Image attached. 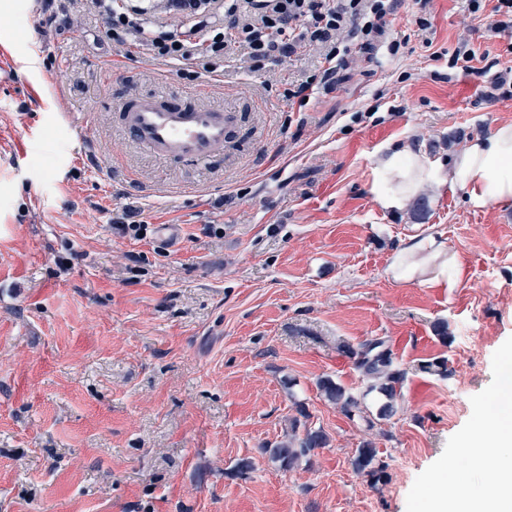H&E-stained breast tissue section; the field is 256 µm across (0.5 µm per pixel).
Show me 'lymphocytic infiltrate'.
Instances as JSON below:
<instances>
[{"label": "lymphocytic infiltrate", "instance_id": "f902f5d3", "mask_svg": "<svg viewBox=\"0 0 512 512\" xmlns=\"http://www.w3.org/2000/svg\"><path fill=\"white\" fill-rule=\"evenodd\" d=\"M113 45L161 63H179L180 78L215 72L239 57L251 70L265 61L318 52L320 69L290 88L305 106L317 85L329 86L364 54H376L400 0H162L149 11L135 0H86ZM387 44V43H384ZM398 52L397 43L387 44Z\"/></svg>", "mask_w": 512, "mask_h": 512}]
</instances>
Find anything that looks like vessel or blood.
Segmentation results:
<instances>
[{"label":"vessel or blood","mask_w":512,"mask_h":512,"mask_svg":"<svg viewBox=\"0 0 512 512\" xmlns=\"http://www.w3.org/2000/svg\"><path fill=\"white\" fill-rule=\"evenodd\" d=\"M118 118L146 152L168 160L212 163L237 135L236 110L199 104L180 93L135 97L122 103Z\"/></svg>","instance_id":"obj_1"}]
</instances>
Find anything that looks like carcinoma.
I'll return each instance as SVG.
<instances>
[{
	"label": "carcinoma",
	"instance_id": "carcinoma-1",
	"mask_svg": "<svg viewBox=\"0 0 512 512\" xmlns=\"http://www.w3.org/2000/svg\"><path fill=\"white\" fill-rule=\"evenodd\" d=\"M356 368L367 382V388L361 397H355L346 393L345 389L329 378L319 380L318 387L323 396L336 404L346 414L353 411L363 412L366 399L377 396L381 400L379 417H387L394 412L398 397V390L404 381L405 372L400 370L393 358V353L382 339H373L360 344L351 350ZM327 443L326 435L319 429L304 428V434H297V422H292V434L288 441L274 445L266 452L270 460L279 464V467L287 469L296 464L300 459L308 456L317 448H322ZM352 466L358 473H364L372 479H380L383 472V464L377 459L376 449L364 445L356 450L352 460Z\"/></svg>",
	"mask_w": 512,
	"mask_h": 512
}]
</instances>
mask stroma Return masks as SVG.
Instances as JSON below:
<instances>
[{
	"instance_id": "35a3bbf8",
	"label": "stroma",
	"mask_w": 512,
	"mask_h": 512,
	"mask_svg": "<svg viewBox=\"0 0 512 512\" xmlns=\"http://www.w3.org/2000/svg\"><path fill=\"white\" fill-rule=\"evenodd\" d=\"M70 14L59 31L33 0H0V512H417L449 469L488 488L492 468L451 456L512 351V203L433 188L393 214L370 193L371 160L405 140L454 156L511 123L495 77L512 33L462 0H403L398 53L361 59L301 112L286 91L316 57L256 73L225 59L202 102L241 127L203 166L150 155L112 118L195 82L126 58L95 11ZM463 36L491 70L434 60ZM127 211L143 239L118 230ZM161 224L181 225L178 246ZM430 234L457 258L452 286L394 279L397 252ZM377 338L401 396L389 418L373 402L347 416L317 382L360 394L348 351ZM303 412L327 445L281 469L262 447ZM365 444L385 464L376 483L351 464Z\"/></svg>"
}]
</instances>
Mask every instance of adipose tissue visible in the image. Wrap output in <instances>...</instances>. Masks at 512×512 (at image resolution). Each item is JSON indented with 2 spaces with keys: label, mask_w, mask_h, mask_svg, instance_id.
Segmentation results:
<instances>
[{
  "label": "adipose tissue",
  "mask_w": 512,
  "mask_h": 512,
  "mask_svg": "<svg viewBox=\"0 0 512 512\" xmlns=\"http://www.w3.org/2000/svg\"><path fill=\"white\" fill-rule=\"evenodd\" d=\"M372 158L370 191L386 211L403 212L429 185L461 188L476 208L512 201V123L475 138L449 163L429 156L423 147L409 141L375 150ZM451 261L444 240L416 235L398 252L390 271L394 278L406 282L444 285ZM455 455L478 469L487 460H495L494 482L489 489L469 491L454 477L439 479V492L428 502L427 512H512V354L499 369L492 418L465 434Z\"/></svg>",
  "instance_id": "ef3b65f1"
}]
</instances>
